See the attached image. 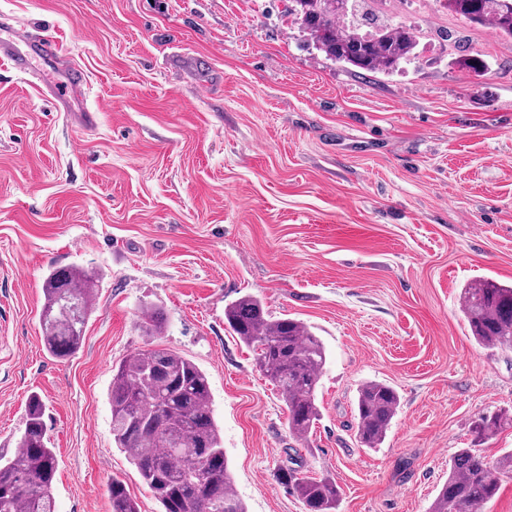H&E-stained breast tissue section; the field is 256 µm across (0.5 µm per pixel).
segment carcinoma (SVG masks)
<instances>
[{"instance_id": "obj_1", "label": "carcinoma", "mask_w": 512, "mask_h": 512, "mask_svg": "<svg viewBox=\"0 0 512 512\" xmlns=\"http://www.w3.org/2000/svg\"><path fill=\"white\" fill-rule=\"evenodd\" d=\"M354 0H291L290 14L315 48L355 72L392 74L416 55L418 36L404 24H386L352 13ZM448 11L469 23L512 38V0H444ZM453 64L478 74L487 62L463 51ZM97 277L82 268H56L43 284L42 340L54 357L78 353L84 339ZM461 311L472 338L489 351L512 350V285L490 278L461 289ZM229 328L252 349L256 366L278 389L290 433L304 440L320 418L317 389L326 363L322 340L305 322L274 318L258 298L244 295L225 307ZM112 439L137 469L162 512H246L233 488L224 439L210 409V386L195 363L168 349L137 350L112 369L107 393ZM399 395L381 381L363 384L356 400V438L376 448L386 438ZM45 408L32 396L20 451L0 456V512H55L57 458L46 437ZM511 418L483 416L474 441L481 442ZM512 473V453L489 464L476 448H461L448 463V480L428 512L486 509L499 490V476ZM307 512H336L339 490L327 478L289 470ZM111 512H138L125 485H107Z\"/></svg>"}]
</instances>
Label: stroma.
I'll list each match as a JSON object with an SVG mask.
<instances>
[{
  "instance_id": "obj_1",
  "label": "stroma",
  "mask_w": 512,
  "mask_h": 512,
  "mask_svg": "<svg viewBox=\"0 0 512 512\" xmlns=\"http://www.w3.org/2000/svg\"><path fill=\"white\" fill-rule=\"evenodd\" d=\"M287 8L0 0V21L62 42L98 113L84 132L0 66V454L39 396L56 512H111L114 479L160 512L112 441V368L138 349L206 373L247 512H307L289 469L333 478L337 512H428L475 421L512 418V351L477 345L460 309L473 279L512 283V39L429 0L417 60L361 77ZM460 43L486 72L452 66ZM70 265L99 288L82 348L60 360L41 339L42 284ZM245 294L327 347L307 440L224 321ZM374 380L400 406L369 449L355 400Z\"/></svg>"
}]
</instances>
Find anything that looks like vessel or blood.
<instances>
[{"instance_id": "b4317fda", "label": "vessel or blood", "mask_w": 512, "mask_h": 512, "mask_svg": "<svg viewBox=\"0 0 512 512\" xmlns=\"http://www.w3.org/2000/svg\"><path fill=\"white\" fill-rule=\"evenodd\" d=\"M1 63L45 84L56 101L58 111L64 112L82 130L96 128L95 110L80 101L82 78L69 70L65 50L58 40L38 33L25 34L1 25Z\"/></svg>"}]
</instances>
